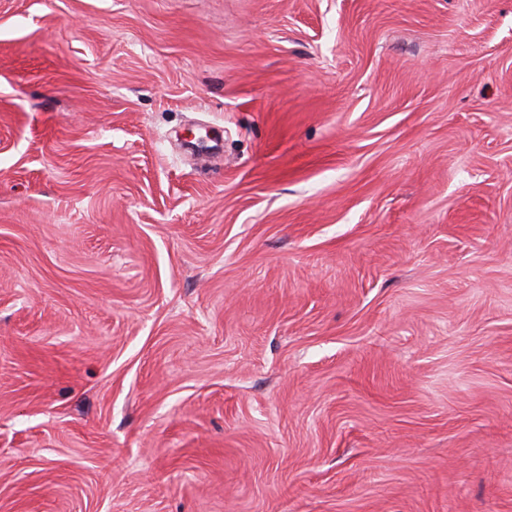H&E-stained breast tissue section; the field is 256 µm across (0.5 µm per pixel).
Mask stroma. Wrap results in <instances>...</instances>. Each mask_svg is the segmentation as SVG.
I'll return each instance as SVG.
<instances>
[{
	"label": "stroma",
	"mask_w": 512,
	"mask_h": 512,
	"mask_svg": "<svg viewBox=\"0 0 512 512\" xmlns=\"http://www.w3.org/2000/svg\"><path fill=\"white\" fill-rule=\"evenodd\" d=\"M0 512H512V0H0Z\"/></svg>",
	"instance_id": "1"
}]
</instances>
